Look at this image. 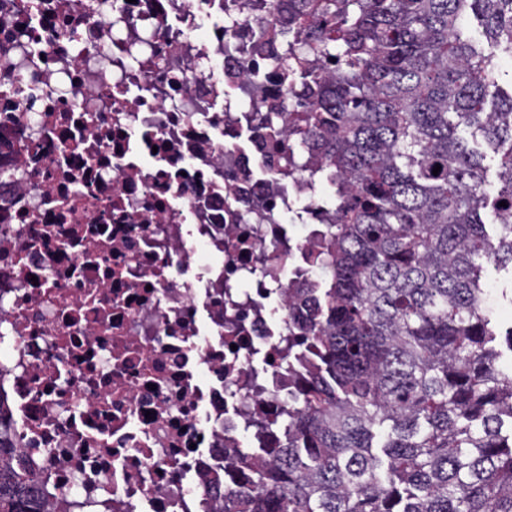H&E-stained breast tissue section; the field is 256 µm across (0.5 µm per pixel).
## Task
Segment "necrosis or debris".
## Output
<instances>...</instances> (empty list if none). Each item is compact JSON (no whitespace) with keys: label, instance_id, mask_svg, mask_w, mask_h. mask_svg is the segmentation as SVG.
Listing matches in <instances>:
<instances>
[{"label":"necrosis or debris","instance_id":"obj_1","mask_svg":"<svg viewBox=\"0 0 512 512\" xmlns=\"http://www.w3.org/2000/svg\"><path fill=\"white\" fill-rule=\"evenodd\" d=\"M281 22L0 0V396L49 512H221L302 396L296 291L335 210L319 158L289 162Z\"/></svg>","mask_w":512,"mask_h":512}]
</instances>
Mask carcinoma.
<instances>
[{
  "instance_id": "cac0c4a2",
  "label": "carcinoma",
  "mask_w": 512,
  "mask_h": 512,
  "mask_svg": "<svg viewBox=\"0 0 512 512\" xmlns=\"http://www.w3.org/2000/svg\"><path fill=\"white\" fill-rule=\"evenodd\" d=\"M277 6L293 28L334 19L270 66L308 90L299 154L323 159L336 221L313 259L303 402L237 512H512V375L480 283L512 267V94L488 98L494 55L459 33L472 11L512 56V0ZM307 55L336 73L313 74ZM483 144L501 156L493 197ZM1 414L0 512H48L37 472L10 465Z\"/></svg>"
}]
</instances>
